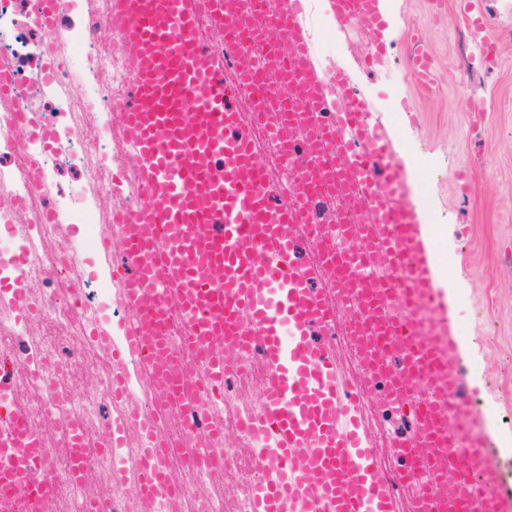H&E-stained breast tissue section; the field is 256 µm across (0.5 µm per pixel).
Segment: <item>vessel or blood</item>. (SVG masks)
Segmentation results:
<instances>
[{
	"label": "vessel or blood",
	"instance_id": "1",
	"mask_svg": "<svg viewBox=\"0 0 512 512\" xmlns=\"http://www.w3.org/2000/svg\"><path fill=\"white\" fill-rule=\"evenodd\" d=\"M112 0L106 26L128 63L125 102L112 136L123 147L137 208H113L103 258L130 314L120 346L106 350L112 395L148 445L137 498L186 496L165 460L172 447H216L224 423L208 404L224 382L260 371L256 411L237 435L271 437L259 467L276 481L253 488L254 512H512L494 442L475 407L461 363L451 306L437 284L424 223L408 197L393 141L370 123L344 71L324 74L296 22L300 0ZM341 27L384 43L382 0H328ZM273 39L279 55L258 60ZM409 72L429 83L433 60L421 37L408 44ZM288 103L287 112L275 102ZM307 133L306 163L289 192L265 175L262 152H280ZM333 155L335 166L319 160ZM336 185L358 217L337 236L336 213L307 189L311 172ZM352 336L364 361L350 375L336 350ZM147 358L151 408L128 400L126 364ZM188 382L181 429L160 434L155 415ZM378 406L406 409L411 426L382 464L365 426L359 385ZM75 465L87 468L83 429L64 419ZM42 429L25 407L0 411V512H56L57 472ZM424 464L428 484L414 466Z\"/></svg>",
	"mask_w": 512,
	"mask_h": 512
}]
</instances>
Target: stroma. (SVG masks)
Segmentation results:
<instances>
[{
    "mask_svg": "<svg viewBox=\"0 0 512 512\" xmlns=\"http://www.w3.org/2000/svg\"><path fill=\"white\" fill-rule=\"evenodd\" d=\"M465 0H383L386 48L364 65L367 33L336 30L321 70L338 66L371 120L389 133L398 160L413 167L410 199L433 214L432 244L466 323L463 364L498 460L512 472V0H475L493 44L466 23ZM419 30L430 51V87L407 70V41Z\"/></svg>",
    "mask_w": 512,
    "mask_h": 512,
    "instance_id": "1",
    "label": "stroma"
}]
</instances>
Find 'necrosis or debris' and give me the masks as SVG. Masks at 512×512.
I'll return each mask as SVG.
<instances>
[{
  "instance_id": "necrosis-or-debris-1",
  "label": "necrosis or debris",
  "mask_w": 512,
  "mask_h": 512,
  "mask_svg": "<svg viewBox=\"0 0 512 512\" xmlns=\"http://www.w3.org/2000/svg\"><path fill=\"white\" fill-rule=\"evenodd\" d=\"M33 7V0H0V65L12 67V100L0 106V198L8 202L0 208V335L12 340L0 343V358L16 366L14 388L37 390L28 407L32 420L44 419L60 402L79 417L85 455L95 470L111 476V495L124 512H138L132 490L142 438L134 436L117 405L113 418L123 436L117 446L102 447V399L111 392L109 378L98 375L90 392L68 383L86 366L89 353L100 349L116 296L110 277L85 275L84 267L100 254V228L109 220L100 199L114 185L110 124L121 107L127 72L118 52L100 50L103 8L90 0H50L56 22L38 27L29 44L19 37L16 16ZM22 113L31 118L32 132L17 127L15 118ZM65 169L77 171L79 182L63 183L59 175ZM21 254L26 261L20 267ZM52 271L68 286L79 283L81 295L71 296L68 286L48 288ZM15 281L39 284L30 302L39 308L43 331L30 328L18 307L11 289ZM265 446V440L244 438L224 447V462L234 469L239 488L234 512H253L251 490L258 477L255 468L238 467L239 451L249 449L256 457ZM210 454L207 448L170 449L171 482L192 485L195 492L176 511L167 498H157L153 512H224L223 497L211 491L219 483L216 471L189 463L191 456Z\"/></svg>"
}]
</instances>
